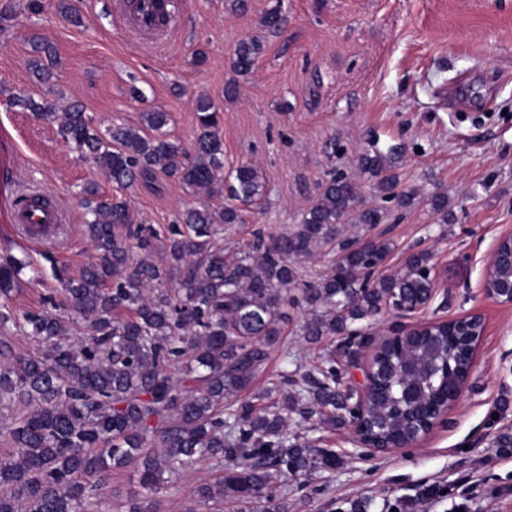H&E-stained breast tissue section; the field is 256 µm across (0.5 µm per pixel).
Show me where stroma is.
I'll return each mask as SVG.
<instances>
[{"mask_svg":"<svg viewBox=\"0 0 512 512\" xmlns=\"http://www.w3.org/2000/svg\"><path fill=\"white\" fill-rule=\"evenodd\" d=\"M16 18L0 34V263L24 269L7 302L14 321L0 325L16 351H37L17 320L49 310L58 283L54 270L78 273L94 251L83 233L85 188L123 194L138 223L166 232L198 197L179 183L121 191L88 158L64 141L56 126L12 106L13 96L81 103L100 129L137 126L144 113L169 115L170 139L191 144L193 101L208 97L224 115V165H257L267 179L265 200L246 206L245 221L224 231V247L243 248L258 231L283 233L332 174L356 179L367 205L381 207L373 229L345 223V236L391 240L380 274L397 272L408 253L425 251L435 264L433 303L402 316L390 312L372 332L478 316L484 332L458 402L416 444L383 452L360 448L351 428L331 431L314 421L298 428L317 447L333 449L336 468L286 474L288 512H350L371 498L372 512H512V453L493 440L512 427V304L490 295L484 277L498 241L512 235V0H175L174 30L161 45L132 40L119 11L127 0H75L81 24L67 21L58 0H11ZM280 7L278 33L262 17ZM255 39L254 70L233 79L237 44ZM51 45L58 65L48 83L33 74L36 43ZM205 64H197L198 54ZM142 98H133L131 87ZM400 145L399 188L412 191L411 207L384 199L361 174L359 159L373 144ZM36 190L55 198L68 215V233L56 247L31 240L14 224L18 195ZM448 197V216L431 205ZM43 273L30 279L32 268ZM281 345L250 387L266 390L278 372L302 375L314 354L301 334V311L288 312ZM215 473L202 462L171 480L159 512H181L195 487Z\"/></svg>","mask_w":512,"mask_h":512,"instance_id":"obj_1","label":"stroma"}]
</instances>
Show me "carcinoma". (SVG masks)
Here are the masks:
<instances>
[{
  "instance_id": "1",
  "label": "carcinoma",
  "mask_w": 512,
  "mask_h": 512,
  "mask_svg": "<svg viewBox=\"0 0 512 512\" xmlns=\"http://www.w3.org/2000/svg\"><path fill=\"white\" fill-rule=\"evenodd\" d=\"M260 45L243 40L231 68L255 67ZM12 104L45 122L88 155L102 173L131 188L159 175L209 198L251 202L266 194L260 168L244 164L224 177V117L204 96L196 100L194 148L165 136V112H148L145 127L114 125L101 132L77 105L62 112L50 99L26 95ZM398 148L368 151L360 169L377 193L408 207L398 194ZM90 219L83 231L95 254L75 278L61 276L57 308L85 321L73 339L74 317L43 311L24 316L27 335L43 346L16 354L0 339V512H156L164 478L178 477L205 460L217 475L198 486L183 512H211L224 500L265 501L267 512H288L277 476L333 468L336 453L288 429L298 414L336 430L353 424L354 393L341 385L336 356L360 350L354 342L390 311L410 313L434 298L432 256H406L402 270L378 275L392 250L388 240L346 238L337 225L350 220L372 227L386 214L367 206L356 183L326 181L301 223L284 234L254 235L227 256L216 242L219 226L240 224L237 206L210 204L178 216L170 235L135 224L126 199L84 191ZM330 247L335 258L324 275L299 283L293 259ZM498 283L512 280V257L499 249ZM21 264H0V296L9 297ZM310 317L302 336L311 348L338 340L331 366L314 365L303 387L282 400L272 393L296 383L283 369L272 387L245 395L279 345L288 308ZM477 322L435 321L379 346L371 360L374 381L364 423L370 437L395 444L452 402L466 382L470 340ZM136 468L141 496L121 500L109 489L112 474Z\"/></svg>"
}]
</instances>
